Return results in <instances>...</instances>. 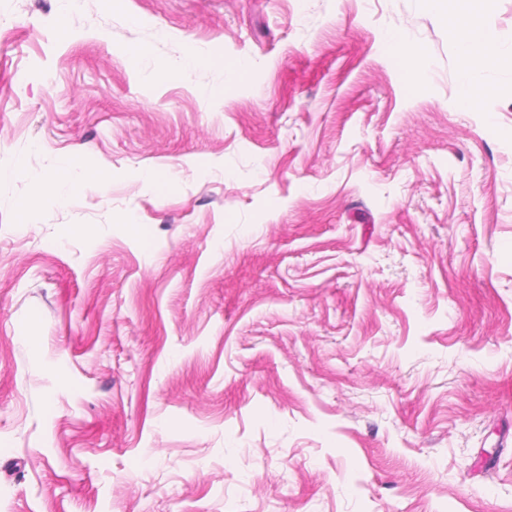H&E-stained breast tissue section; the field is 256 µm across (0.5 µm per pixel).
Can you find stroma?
Listing matches in <instances>:
<instances>
[{
    "label": "stroma",
    "mask_w": 512,
    "mask_h": 512,
    "mask_svg": "<svg viewBox=\"0 0 512 512\" xmlns=\"http://www.w3.org/2000/svg\"><path fill=\"white\" fill-rule=\"evenodd\" d=\"M489 12L464 108L425 0H0V512H512ZM389 50L393 55L403 60L407 73L414 81H418L424 71L423 53L412 49L407 39L399 33L390 37Z\"/></svg>",
    "instance_id": "obj_1"
}]
</instances>
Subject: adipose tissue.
I'll list each match as a JSON object with an SVG mask.
<instances>
[{"label": "adipose tissue", "mask_w": 512, "mask_h": 512, "mask_svg": "<svg viewBox=\"0 0 512 512\" xmlns=\"http://www.w3.org/2000/svg\"><path fill=\"white\" fill-rule=\"evenodd\" d=\"M488 0H455L448 22L454 34L460 59L462 105H472L479 93L474 67L490 68L500 64L501 56L494 49L493 29L482 21Z\"/></svg>", "instance_id": "obj_1"}]
</instances>
